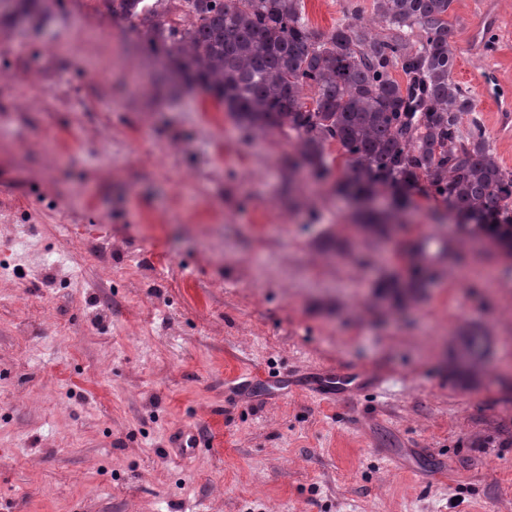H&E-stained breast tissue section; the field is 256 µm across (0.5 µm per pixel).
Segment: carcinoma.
Instances as JSON below:
<instances>
[{
  "instance_id": "1",
  "label": "carcinoma",
  "mask_w": 512,
  "mask_h": 512,
  "mask_svg": "<svg viewBox=\"0 0 512 512\" xmlns=\"http://www.w3.org/2000/svg\"><path fill=\"white\" fill-rule=\"evenodd\" d=\"M102 2L142 34V50L169 68L176 86L209 94L252 133H293L288 181L301 167L325 180L332 172L326 146L339 144L347 156L339 194L370 201L391 193L389 204L359 209L364 234L388 238L422 191L441 200L461 230L512 256V171L479 125L461 129L475 101L453 79V0H374L385 33L356 21L323 38L308 28L301 0H186L187 24L169 17L167 0ZM62 5L0 0V23H24ZM394 69L406 84L392 77ZM307 87L314 89L310 104ZM424 287L417 264L377 284L380 297L397 306L416 301ZM485 339L479 328L461 333L470 359L457 366L460 374L479 368Z\"/></svg>"
}]
</instances>
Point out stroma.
<instances>
[{
  "label": "stroma",
  "instance_id": "35a3bbf8",
  "mask_svg": "<svg viewBox=\"0 0 512 512\" xmlns=\"http://www.w3.org/2000/svg\"><path fill=\"white\" fill-rule=\"evenodd\" d=\"M97 5L0 25V512H512V259L422 195L378 242L331 185L287 193L292 138L170 92ZM302 6L319 36L385 28L373 0ZM449 21L453 76L512 171V0H454ZM425 231L465 265L394 310L357 260ZM472 326L489 355L464 383ZM339 366L368 382L302 390ZM181 427L204 448L176 457Z\"/></svg>",
  "mask_w": 512,
  "mask_h": 512
}]
</instances>
